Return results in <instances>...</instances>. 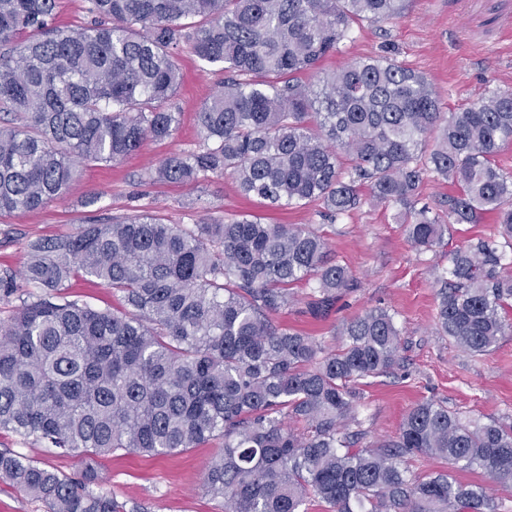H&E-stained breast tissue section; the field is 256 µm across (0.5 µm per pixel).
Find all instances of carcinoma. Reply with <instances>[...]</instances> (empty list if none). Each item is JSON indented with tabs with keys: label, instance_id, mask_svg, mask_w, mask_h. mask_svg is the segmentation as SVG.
Masks as SVG:
<instances>
[{
	"label": "carcinoma",
	"instance_id": "1",
	"mask_svg": "<svg viewBox=\"0 0 512 512\" xmlns=\"http://www.w3.org/2000/svg\"><path fill=\"white\" fill-rule=\"evenodd\" d=\"M405 0H85L78 30L57 24L58 0H0V214L60 199L79 165L110 166L172 137L180 113L184 45L220 67L224 83L199 112L198 150L145 171L146 183L231 176L242 195L275 208L321 201L326 215L377 201L405 210L417 248L443 235L419 204L432 170L459 187L448 218L496 232L456 249L440 283L438 333L472 356L512 331L500 311L512 276V176L494 156L512 145V93L453 112L426 78L388 55L317 77L293 75L339 51L353 25L401 17ZM352 158L343 176L340 154ZM20 276L0 295L24 299L0 321V430L81 459L74 476L0 452V479L47 512H151L98 490L91 460L180 454L211 440L203 490L224 512H498L483 486L448 472L408 476L425 455L512 485V419L482 420L435 401L415 404L397 436L358 448L359 381L393 370L401 329L374 307L343 327L342 344L282 328L272 316L290 288L315 281L310 309L325 314L351 289L327 240L297 224L206 218L191 227L149 213L88 224L28 246ZM94 278L125 310L71 299L72 278ZM308 423L297 434L288 420Z\"/></svg>",
	"mask_w": 512,
	"mask_h": 512
}]
</instances>
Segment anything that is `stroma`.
<instances>
[{"mask_svg":"<svg viewBox=\"0 0 512 512\" xmlns=\"http://www.w3.org/2000/svg\"><path fill=\"white\" fill-rule=\"evenodd\" d=\"M395 48L398 63L424 75L444 111L493 93L512 92V0H408L404 15L354 27L341 52L320 67L331 71ZM182 85L174 100L181 121L173 137L148 143L112 166L84 165L70 191L57 201L25 214L0 215V273L20 272L28 244L38 238L76 234L86 224H108L147 211L167 224L191 225L215 216L252 215L268 224H309L328 240L332 257L344 265L354 288L322 320L308 307L312 286L293 287L294 301L274 315L276 325L339 343L344 324L366 310L391 309L402 329L400 365L392 373L363 380L358 418L364 445L396 436L405 413L416 402L434 399L450 409L483 419L512 415V333L494 351L470 355L438 335L436 278L453 251L493 234L496 213L474 224H448L441 241L428 250L412 246L399 206L363 194L356 210L324 217L320 203L274 209L246 199L235 180L211 176L198 183H142V173L174 154L200 144L199 112L224 74L204 65L190 49L178 57ZM11 450L64 474L81 467L79 458L9 431H0V450ZM218 450L210 442L171 456L115 453L96 458L104 489L121 502H148L152 512H224L207 496L204 468Z\"/></svg>","mask_w":512,"mask_h":512,"instance_id":"1","label":"stroma"}]
</instances>
